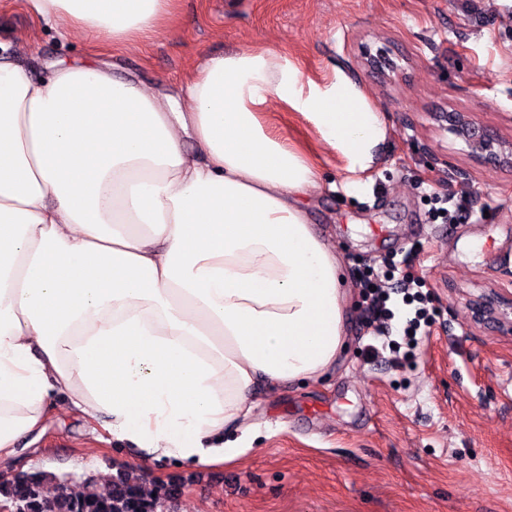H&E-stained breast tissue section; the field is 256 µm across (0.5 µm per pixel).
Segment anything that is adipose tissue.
Here are the masks:
<instances>
[{"instance_id":"ef3b65f1","label":"adipose tissue","mask_w":512,"mask_h":512,"mask_svg":"<svg viewBox=\"0 0 512 512\" xmlns=\"http://www.w3.org/2000/svg\"><path fill=\"white\" fill-rule=\"evenodd\" d=\"M177 0H20L43 27L134 48ZM0 52V473L52 420L83 418L204 468L253 440L256 384L319 381L347 345L342 259L308 210L336 184L269 112L298 113L345 189L390 128L340 75L275 49L206 58L176 94L95 60Z\"/></svg>"}]
</instances>
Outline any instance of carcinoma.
Here are the masks:
<instances>
[{"mask_svg": "<svg viewBox=\"0 0 512 512\" xmlns=\"http://www.w3.org/2000/svg\"><path fill=\"white\" fill-rule=\"evenodd\" d=\"M42 478L22 476L0 486V493L15 498L27 506L28 512H45L47 502L55 506L53 512H150L151 505L165 496L163 487L155 495L144 492L140 478L133 472L112 480L113 489L107 495H72L60 489L53 496L40 491Z\"/></svg>", "mask_w": 512, "mask_h": 512, "instance_id": "1", "label": "carcinoma"}]
</instances>
